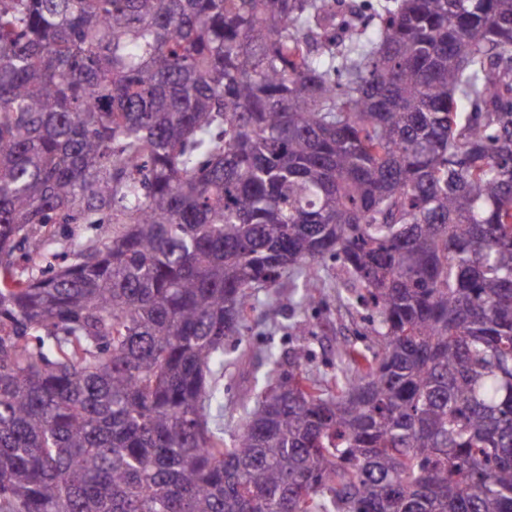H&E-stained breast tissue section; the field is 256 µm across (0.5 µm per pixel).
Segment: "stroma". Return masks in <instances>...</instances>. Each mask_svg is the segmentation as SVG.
<instances>
[{
    "label": "stroma",
    "mask_w": 512,
    "mask_h": 512,
    "mask_svg": "<svg viewBox=\"0 0 512 512\" xmlns=\"http://www.w3.org/2000/svg\"><path fill=\"white\" fill-rule=\"evenodd\" d=\"M339 271L334 261H326L319 268L320 280L316 293L320 297L317 305L306 313L309 332L299 337L293 332L294 319L290 307L279 313L267 311L270 289H257L253 298V313L249 327L241 335L227 337L224 341V375L220 380L221 393L213 405L214 431L224 438H232L242 424L241 398L256 385L255 375L239 367L237 359L242 353L274 351L286 356L297 344H305L311 352L308 363L315 374L333 375L336 371V348L339 344H360L365 325L359 316L339 305L336 275Z\"/></svg>",
    "instance_id": "stroma-1"
}]
</instances>
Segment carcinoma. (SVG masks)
Here are the masks:
<instances>
[{
    "label": "carcinoma",
    "mask_w": 512,
    "mask_h": 512,
    "mask_svg": "<svg viewBox=\"0 0 512 512\" xmlns=\"http://www.w3.org/2000/svg\"><path fill=\"white\" fill-rule=\"evenodd\" d=\"M333 14L0 0V512H512V0ZM327 258L370 333L224 444V338ZM56 230L59 236H67L69 234L81 237L83 239L104 236L112 230L111 224H57Z\"/></svg>",
    "instance_id": "1"
}]
</instances>
